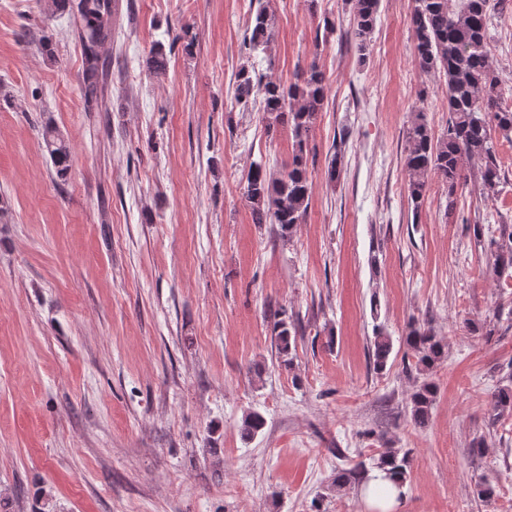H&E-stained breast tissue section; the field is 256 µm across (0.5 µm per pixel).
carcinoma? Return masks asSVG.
<instances>
[{
    "label": "carcinoma",
    "mask_w": 512,
    "mask_h": 512,
    "mask_svg": "<svg viewBox=\"0 0 512 512\" xmlns=\"http://www.w3.org/2000/svg\"><path fill=\"white\" fill-rule=\"evenodd\" d=\"M83 28L81 39L87 56L88 85L86 94H97L95 49L112 38L106 16L111 9H101V0H81ZM504 0H413L409 21L415 36V56L424 71H437L444 76L448 123L441 135L432 131L427 115L419 110L411 114L404 133V167L408 176V200L413 214H418L430 190L431 180L440 183L453 209L460 188L474 182L486 201L495 198L500 184L501 164L497 156V140L512 143V106L498 101L502 80L489 63L490 28L495 11ZM350 28L355 47L367 50L375 29L380 0H350ZM274 32L266 7L258 4L252 18L251 31L244 42L250 53L266 52ZM155 74L166 70L163 46L156 45L146 60ZM235 99L246 104L257 101L268 129L288 122L293 139L291 159L278 174L268 171L263 161L251 163L246 176L244 194L250 203L256 224H275L282 238L290 237L303 223L310 205L312 182L309 161L312 153L310 137L318 112L328 99V79L316 62H311L288 84L252 74L243 66L235 75ZM43 141L46 151L62 177L69 168L70 149L58 128L48 124ZM477 161V173L464 165V160ZM343 152L333 146L328 157V177L336 180L342 172ZM494 265L499 276L512 279V224L501 221L500 236L490 240ZM278 353L286 357L295 347L298 325L279 319L274 324ZM405 343L412 351L408 365L421 377L410 396L411 418L418 426L428 422L436 401L437 389L428 379L429 373L444 356V345L430 329L411 326ZM393 343L378 327L372 344L373 369H385ZM509 384L492 395L490 424L504 414H512V371ZM265 420L257 412H248L239 426L241 435L251 439L264 427ZM409 454L399 448H386L371 462L337 474L336 479L356 484L365 491L374 479L371 471L384 474V479L397 488L404 487Z\"/></svg>",
    "instance_id": "obj_1"
}]
</instances>
